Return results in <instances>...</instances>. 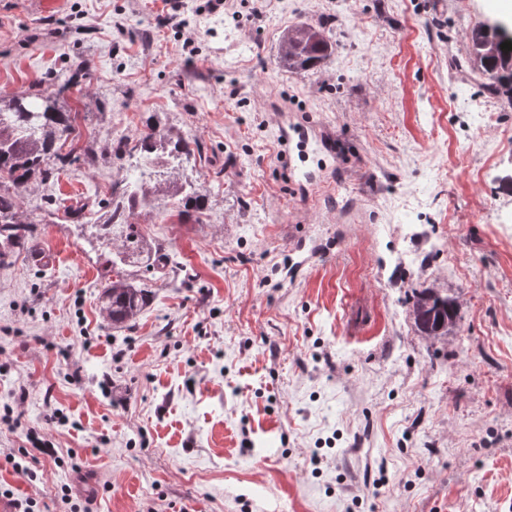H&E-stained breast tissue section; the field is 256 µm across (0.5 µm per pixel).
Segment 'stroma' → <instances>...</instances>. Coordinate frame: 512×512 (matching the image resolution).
Returning a JSON list of instances; mask_svg holds the SVG:
<instances>
[{"instance_id": "1", "label": "stroma", "mask_w": 512, "mask_h": 512, "mask_svg": "<svg viewBox=\"0 0 512 512\" xmlns=\"http://www.w3.org/2000/svg\"><path fill=\"white\" fill-rule=\"evenodd\" d=\"M205 3L0 0V97L58 89L80 114L0 263V512H70L66 487L90 512H512V105L466 63L500 10ZM301 23L336 44L315 72L279 62ZM148 119L198 143L182 173L209 205L139 216L166 268L116 328L112 252L66 214L123 175L82 146ZM287 121L332 139L326 166L282 157ZM415 288L456 298L453 334L421 335ZM31 427L56 450L33 483L4 459Z\"/></svg>"}]
</instances>
